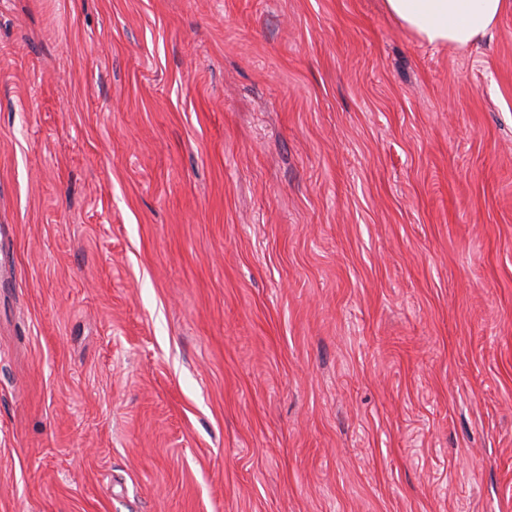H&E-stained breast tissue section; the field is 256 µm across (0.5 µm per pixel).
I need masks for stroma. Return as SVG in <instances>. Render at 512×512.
<instances>
[{
  "label": "stroma",
  "instance_id": "35a3bbf8",
  "mask_svg": "<svg viewBox=\"0 0 512 512\" xmlns=\"http://www.w3.org/2000/svg\"><path fill=\"white\" fill-rule=\"evenodd\" d=\"M0 512H512V9L0 0ZM509 0H384L407 32L429 45L466 48L484 38Z\"/></svg>",
  "mask_w": 512,
  "mask_h": 512
}]
</instances>
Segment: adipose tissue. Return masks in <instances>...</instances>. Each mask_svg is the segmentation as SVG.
<instances>
[{
	"instance_id": "ef3b65f1",
	"label": "adipose tissue",
	"mask_w": 512,
	"mask_h": 512,
	"mask_svg": "<svg viewBox=\"0 0 512 512\" xmlns=\"http://www.w3.org/2000/svg\"><path fill=\"white\" fill-rule=\"evenodd\" d=\"M384 6L419 40L465 48L492 30L512 0H384Z\"/></svg>"
}]
</instances>
